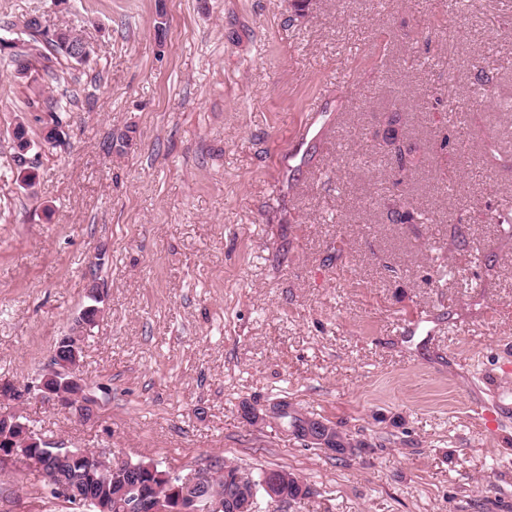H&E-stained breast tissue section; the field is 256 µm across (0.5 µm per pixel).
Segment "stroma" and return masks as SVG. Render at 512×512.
Listing matches in <instances>:
<instances>
[{
    "mask_svg": "<svg viewBox=\"0 0 512 512\" xmlns=\"http://www.w3.org/2000/svg\"><path fill=\"white\" fill-rule=\"evenodd\" d=\"M29 14L93 53L34 90L0 68V381L104 301L89 413L0 414L109 457L288 470L311 489L288 512H512V0H0V36ZM66 90L24 188L12 131L40 141L28 99ZM279 399L357 455L243 419ZM0 512L73 509L4 461Z\"/></svg>",
    "mask_w": 512,
    "mask_h": 512,
    "instance_id": "obj_1",
    "label": "stroma"
}]
</instances>
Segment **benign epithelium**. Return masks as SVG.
Masks as SVG:
<instances>
[{"instance_id":"benign-epithelium-1","label":"benign epithelium","mask_w":512,"mask_h":512,"mask_svg":"<svg viewBox=\"0 0 512 512\" xmlns=\"http://www.w3.org/2000/svg\"><path fill=\"white\" fill-rule=\"evenodd\" d=\"M25 31L37 29L49 33L56 40H63L64 46L74 48L84 46V43L73 42L68 33L60 30H52L46 27L41 17H28L22 24ZM60 342L70 349L69 359L57 363L51 361L45 373L39 378V382L16 384L13 382H1L0 390H5L11 399L21 403L30 397L52 402L65 409L75 408L84 410L83 379L77 374L80 364L79 350L81 343L78 337L62 338ZM290 410L301 419V428L294 431L283 429L287 435L307 443L311 447L320 448L331 453L336 448L344 451L356 448L349 439H340L336 436V427L326 421L311 416L295 406L288 405L286 400H276L263 407L250 406L243 411V416L251 424H262L267 421L280 422L282 412ZM14 429L26 437V445L33 448L43 447V438L30 432L26 422L21 420L17 412L0 415V443L12 440L9 430ZM15 461L28 469H34L43 475H48L45 464L36 458H22L15 453L5 454L0 451V460ZM82 464L89 471H95L102 480H107L116 475H122L126 470L134 468L130 460L119 456L112 459L101 453L81 457ZM215 461L210 460L202 466H198L184 473L170 470L164 473L166 491L163 494H151L147 490V482L140 476L130 477L124 481L123 496L125 499V512H258L257 492L263 490L268 497L271 512H282V508L288 505V499L280 494L281 476L276 470H271L257 480L253 474L240 467L225 472L224 480L237 486L249 484L252 493L233 494L224 493L215 489L209 493L206 499L198 496L199 489L211 485V471Z\"/></svg>"}]
</instances>
